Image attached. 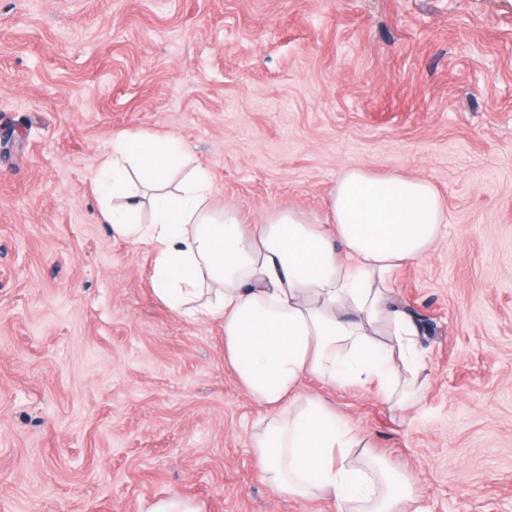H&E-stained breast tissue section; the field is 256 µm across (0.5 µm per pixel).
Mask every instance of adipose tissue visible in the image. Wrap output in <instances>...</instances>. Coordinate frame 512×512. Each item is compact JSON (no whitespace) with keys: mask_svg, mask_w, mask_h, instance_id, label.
<instances>
[{"mask_svg":"<svg viewBox=\"0 0 512 512\" xmlns=\"http://www.w3.org/2000/svg\"><path fill=\"white\" fill-rule=\"evenodd\" d=\"M186 161L174 136L114 137L93 178L99 221L151 253L153 290L174 314L220 322L225 362L266 409L251 439L263 481L341 512H423L409 477L303 382L367 385L399 413L419 402L420 329L392 282L437 240L440 197L425 180L351 167L326 223L288 207L247 224L216 204L203 166L172 183Z\"/></svg>","mask_w":512,"mask_h":512,"instance_id":"obj_1","label":"adipose tissue"}]
</instances>
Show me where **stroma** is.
<instances>
[{
  "mask_svg": "<svg viewBox=\"0 0 512 512\" xmlns=\"http://www.w3.org/2000/svg\"><path fill=\"white\" fill-rule=\"evenodd\" d=\"M170 134L248 223H324L347 168L427 180L394 276L428 382L397 419L306 379L424 512H512V0H0V512H338L269 488L221 325L98 221L119 133Z\"/></svg>",
  "mask_w": 512,
  "mask_h": 512,
  "instance_id": "35a3bbf8",
  "label": "stroma"
}]
</instances>
